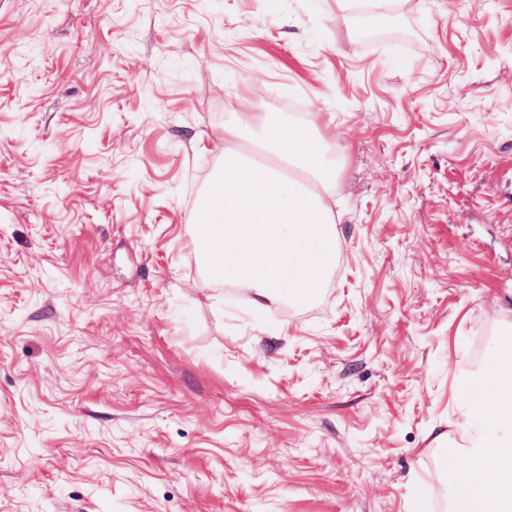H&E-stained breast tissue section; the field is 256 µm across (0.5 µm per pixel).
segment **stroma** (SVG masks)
<instances>
[{"label":"stroma","mask_w":512,"mask_h":512,"mask_svg":"<svg viewBox=\"0 0 512 512\" xmlns=\"http://www.w3.org/2000/svg\"><path fill=\"white\" fill-rule=\"evenodd\" d=\"M251 112L336 139L304 306L193 245ZM510 324L512 0H0V512H448Z\"/></svg>","instance_id":"obj_1"}]
</instances>
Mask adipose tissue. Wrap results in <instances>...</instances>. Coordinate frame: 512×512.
I'll list each match as a JSON object with an SVG mask.
<instances>
[{"mask_svg":"<svg viewBox=\"0 0 512 512\" xmlns=\"http://www.w3.org/2000/svg\"><path fill=\"white\" fill-rule=\"evenodd\" d=\"M224 127V160L194 217L209 274L248 290L258 306L311 300L336 260V219L325 203L342 171L315 120L254 112ZM488 408L464 414L450 445L462 464L440 471L453 512H512V329L485 380Z\"/></svg>","mask_w":512,"mask_h":512,"instance_id":"obj_1","label":"adipose tissue"}]
</instances>
